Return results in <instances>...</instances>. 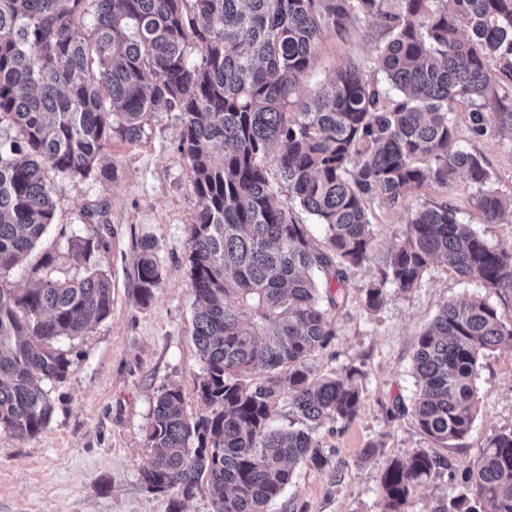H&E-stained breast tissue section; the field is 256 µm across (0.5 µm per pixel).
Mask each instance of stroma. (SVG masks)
Returning a JSON list of instances; mask_svg holds the SVG:
<instances>
[{"label":"stroma","instance_id":"1","mask_svg":"<svg viewBox=\"0 0 512 512\" xmlns=\"http://www.w3.org/2000/svg\"><path fill=\"white\" fill-rule=\"evenodd\" d=\"M382 44L381 28L370 17L344 35L324 34L302 93L332 78L351 59L365 63L367 79L385 82V74L374 66ZM453 109L459 146L483 161L493 189L512 208V141L494 133L475 135L471 103L458 101ZM181 131L180 112L154 113L142 137L113 134L103 155L111 179H56L53 225L29 256L0 277L8 287L28 288L46 275L82 276L92 265L112 283L110 316L63 343L71 371L49 387L47 427L24 439L0 430V512H168L167 496L149 492L139 479L153 402L162 387L176 385L188 415L203 410L196 390L203 362L192 338L195 296L187 262L197 197L178 149ZM477 193V186L462 176L446 187L427 183L410 188L393 207L370 203L372 257L348 271L344 302L329 312L336 334L310 358L319 377L356 369L360 409L351 422L314 428L328 464L299 463L270 512H382L380 478L387 464L432 447L407 412L417 391L412 365L416 336L454 297L483 298L509 315L512 301L502 302L478 281L461 278L440 262L430 265L410 291L387 286L379 309L365 307L363 290L381 280L383 257L403 234L409 212L425 203H448L487 242L512 246V222L484 223L474 204ZM74 233L103 239L105 246L89 258L75 256L67 242ZM145 238L156 243L162 279L151 303L143 306L129 273ZM46 254L53 261L45 267L41 259ZM478 373L472 427L444 450L456 469L419 487L412 512H427L435 502L456 496L465 470L490 436L512 429V344L485 350ZM372 442L380 445L377 454L364 457Z\"/></svg>","mask_w":512,"mask_h":512}]
</instances>
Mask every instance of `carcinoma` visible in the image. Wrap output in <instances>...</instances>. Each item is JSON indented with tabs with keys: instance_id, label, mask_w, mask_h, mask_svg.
Returning a JSON list of instances; mask_svg holds the SVG:
<instances>
[{
	"instance_id": "cac0c4a2",
	"label": "carcinoma",
	"mask_w": 512,
	"mask_h": 512,
	"mask_svg": "<svg viewBox=\"0 0 512 512\" xmlns=\"http://www.w3.org/2000/svg\"><path fill=\"white\" fill-rule=\"evenodd\" d=\"M390 2L0 0V272L52 224L46 168L104 177L112 133L138 135L155 112L182 116L179 150L198 198L188 266L206 412L188 418L177 386L153 403L140 481L169 497L168 512H182L203 482L212 512H268L293 464L327 463L309 430L274 429L269 418L283 399L312 425L358 414L354 372L318 379L309 357L335 336L328 308L342 303L347 271L370 260L367 202L393 207L411 187L464 175L482 187L475 205L485 222L502 221L490 173L458 147L449 112L468 100L476 134L512 135V110L497 95L512 82V0H396L395 11ZM363 16L388 35L377 58L387 86L351 61L301 95L323 33ZM283 192L324 226L325 244L278 203ZM436 261L512 296V248L434 202L410 213L366 308L382 306L385 283L409 291ZM161 275L156 244L142 241L132 269L141 305ZM111 311V283L95 268L23 291L0 283V429L22 438L49 424L45 385L71 367L59 341ZM506 341L512 317L472 296L449 300L415 337L412 416L425 436L444 447L465 437L480 353ZM453 467L431 448L393 459L381 475L384 512H408L418 486ZM429 512H512V431L493 434L460 493Z\"/></svg>"
}]
</instances>
